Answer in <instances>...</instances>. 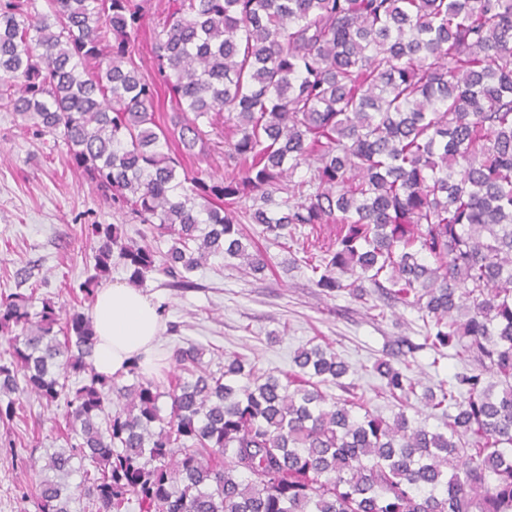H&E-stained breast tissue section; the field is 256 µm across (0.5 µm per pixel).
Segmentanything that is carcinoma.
Returning <instances> with one entry per match:
<instances>
[{"label": "carcinoma", "instance_id": "obj_1", "mask_svg": "<svg viewBox=\"0 0 512 512\" xmlns=\"http://www.w3.org/2000/svg\"><path fill=\"white\" fill-rule=\"evenodd\" d=\"M36 2L0 0V110L62 138L143 225L141 244L91 225L83 301L115 257L134 285L193 288L214 256L268 268L243 221L277 245L335 224L326 249L302 247L317 287L417 308L427 330L409 350L452 348L470 369L424 391L448 417L432 431L370 411L319 345L283 380L237 354L214 371L193 343L173 351L175 380L138 358L104 376L89 314L0 296V421L22 410L13 394L64 399L67 447L43 469L81 474L21 497L35 512H512V0H169L155 79L136 42L149 0ZM224 114L238 135L224 173L178 175L218 146ZM165 236V251L146 242ZM374 370L398 403L416 394L410 365Z\"/></svg>", "mask_w": 512, "mask_h": 512}]
</instances>
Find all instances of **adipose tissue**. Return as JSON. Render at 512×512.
<instances>
[{"mask_svg": "<svg viewBox=\"0 0 512 512\" xmlns=\"http://www.w3.org/2000/svg\"><path fill=\"white\" fill-rule=\"evenodd\" d=\"M92 315L98 337L94 352L98 373L115 374L135 358L140 359L142 368L151 366V354L163 327L153 296L135 288L108 284L99 289Z\"/></svg>", "mask_w": 512, "mask_h": 512, "instance_id": "ef3b65f1", "label": "adipose tissue"}]
</instances>
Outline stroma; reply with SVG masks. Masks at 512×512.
I'll list each match as a JSON object with an SVG mask.
<instances>
[{"instance_id": "obj_1", "label": "stroma", "mask_w": 512, "mask_h": 512, "mask_svg": "<svg viewBox=\"0 0 512 512\" xmlns=\"http://www.w3.org/2000/svg\"><path fill=\"white\" fill-rule=\"evenodd\" d=\"M94 224H120L128 238L138 237L137 222L115 213L71 168L62 141L0 111V293L79 307V286L93 272ZM246 230L267 254L264 275L243 274L216 258L195 273L196 288L168 287L157 274L143 284L160 300L165 324L154 350L157 369L172 370L174 349L193 342L204 349L203 363L214 366L218 354L236 353L278 375L293 370L298 348L318 344L355 369L366 406L386 417L395 402L383 393L373 364L400 339L418 346L406 360L422 386L434 388L464 372L455 356L440 358L423 346L426 328L416 309L399 304L377 311L376 294L365 303L342 292L325 295L304 262H292L286 249L262 240L259 225ZM65 430L60 410L34 399L20 419L0 424V512H34L17 487L43 475L20 472L12 456L64 447Z\"/></svg>"}]
</instances>
